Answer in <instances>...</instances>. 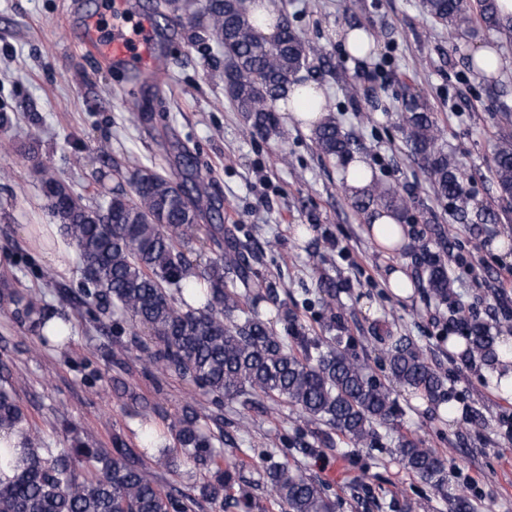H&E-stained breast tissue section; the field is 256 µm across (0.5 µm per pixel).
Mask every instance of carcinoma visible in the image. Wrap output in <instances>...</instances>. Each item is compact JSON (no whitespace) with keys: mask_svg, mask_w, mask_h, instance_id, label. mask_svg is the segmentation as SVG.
Segmentation results:
<instances>
[{"mask_svg":"<svg viewBox=\"0 0 512 512\" xmlns=\"http://www.w3.org/2000/svg\"><path fill=\"white\" fill-rule=\"evenodd\" d=\"M251 0H158L165 20L186 18L189 26L210 34L224 57V90L241 114L247 133L266 140L285 138L277 104L303 85L299 72L319 50L290 25L285 14L276 33L255 31L267 23L251 15ZM424 13L448 30V38L495 31L512 35L502 21L496 0H422ZM401 129L411 155L426 173L436 194L448 200L460 223L475 227L497 221L485 208L470 210L463 177L441 143L436 113L426 100L409 93L400 112ZM319 154L346 164L360 149L335 116L326 114L311 129ZM45 207L61 224L82 265L86 288L77 307H95L112 315V335L125 329L148 330L149 341L134 339L142 358L165 372L192 382L210 407L192 404L177 413L157 402L141 404V447L133 448L118 434L112 447L75 440L69 448H45L37 428L21 407L9 375L0 376V428L25 432L24 448H0V469L14 476L0 480V512H200L205 505H229L239 512L260 508L236 474L248 458L236 449L229 460L216 444L224 442V407H251L261 402L289 406L307 426H324L346 443L362 447L375 439V425H392L397 413L391 386L372 367L341 346L348 328L331 314L336 280L322 272V256H312V270L330 312L322 336L303 323L288 303L277 301V282L259 273L258 259L232 229L214 224L219 207L209 196L193 194L172 175L145 166L134 157L112 162L117 187L98 204L73 194L49 166L38 163ZM492 179L503 197H512V142L496 145ZM361 213L380 210L406 223L412 195L371 179L360 193H348ZM210 223L204 224L202 220ZM205 242L213 257L196 271L192 244ZM416 273L434 297L446 301L452 288L441 255L408 245ZM276 307L283 331L273 330L258 311ZM13 312L29 324L43 344L64 345L68 317L32 291L11 293ZM462 359L478 356L494 368L500 359L497 338L477 320L466 321ZM387 345L391 379L421 398L445 396L444 376L404 336H374ZM405 469L448 497V473L438 452L414 438L400 437L396 448ZM190 467L203 482L195 493L163 481L157 468ZM256 487H264L284 512H335L323 483L286 463L267 458L257 470ZM238 493H232L233 488Z\"/></svg>","mask_w":512,"mask_h":512,"instance_id":"1","label":"carcinoma"}]
</instances>
